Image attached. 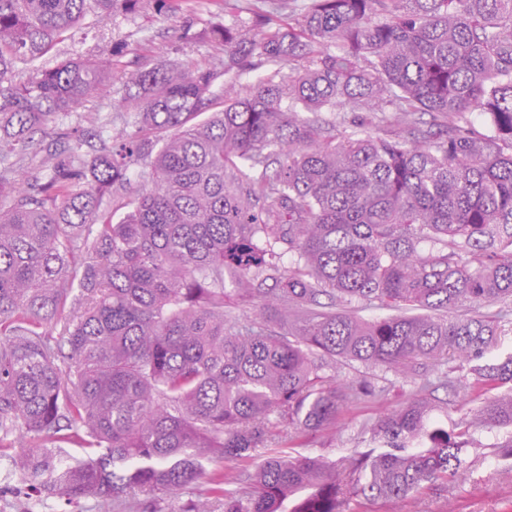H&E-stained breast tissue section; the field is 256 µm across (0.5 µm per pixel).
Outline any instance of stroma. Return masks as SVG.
I'll return each mask as SVG.
<instances>
[{"instance_id": "obj_1", "label": "stroma", "mask_w": 512, "mask_h": 512, "mask_svg": "<svg viewBox=\"0 0 512 512\" xmlns=\"http://www.w3.org/2000/svg\"><path fill=\"white\" fill-rule=\"evenodd\" d=\"M240 24H249L252 0H169L167 5L142 0L138 9L117 10L112 16L96 20L87 18L70 34L57 41L42 57L21 62L15 67L17 80H28L38 71L51 69L73 58L111 57L116 73L109 79L108 95L89 99L83 107L56 116L53 132L37 138L35 153L43 155L56 147L58 138L79 130L82 151L93 155L102 143L131 131L129 116L118 110L116 101L124 93L120 71L135 70L139 63L171 61L199 70L216 67L211 42L213 22L223 20L226 4ZM336 375L349 383L367 376L372 384L384 388L383 398L344 406L334 429L310 432L296 438L289 448L292 456L322 457L338 460L364 448L366 429L387 414L399 410L431 389L434 408L431 422L455 431L474 419L478 405L469 400L467 388L474 376L469 364L459 361L429 370L425 375L404 378L381 367H364L356 363L337 366ZM455 379L454 389L440 386L442 376ZM512 429L484 426L473 433V442L463 448L460 459L462 478L454 482L438 481L412 499L388 505L364 504V512H512V459L501 455L497 446ZM0 512H121L113 504L96 501L72 502L58 494L26 493L14 489L0 491Z\"/></svg>"}]
</instances>
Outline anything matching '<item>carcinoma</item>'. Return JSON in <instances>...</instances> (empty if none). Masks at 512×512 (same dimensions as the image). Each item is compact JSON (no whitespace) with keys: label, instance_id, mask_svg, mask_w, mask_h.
Wrapping results in <instances>:
<instances>
[{"label":"carcinoma","instance_id":"obj_1","mask_svg":"<svg viewBox=\"0 0 512 512\" xmlns=\"http://www.w3.org/2000/svg\"><path fill=\"white\" fill-rule=\"evenodd\" d=\"M140 2L0 0V152L27 156L112 73L96 56L17 83V61ZM212 29L224 71L136 70L119 103L133 132L0 175V444L28 440L20 470L52 494L142 512L192 483L224 512H347L454 480L472 424L427 423L426 397L337 463L274 451L229 494L206 464H250L382 394L336 385L339 361L415 376L476 361L477 421L512 427V396L487 395L512 384V352L479 363L498 317L476 314L512 300V0H308ZM141 160L147 185L115 223L102 200ZM231 293L256 313L227 312ZM365 301L394 314L366 321ZM70 446L87 458L60 471Z\"/></svg>","mask_w":512,"mask_h":512}]
</instances>
